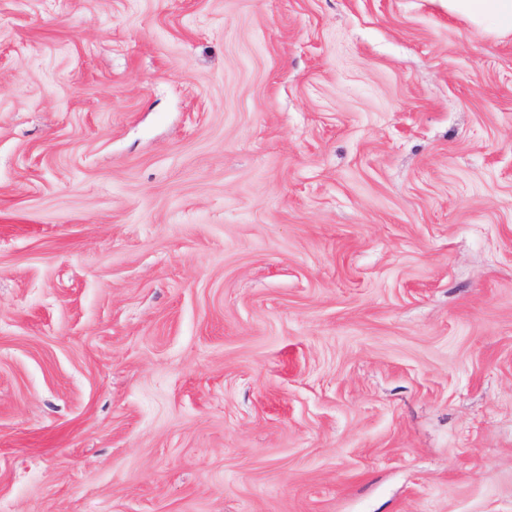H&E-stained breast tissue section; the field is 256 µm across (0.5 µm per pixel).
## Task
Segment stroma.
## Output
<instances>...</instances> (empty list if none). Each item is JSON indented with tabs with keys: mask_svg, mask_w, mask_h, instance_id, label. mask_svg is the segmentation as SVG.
Segmentation results:
<instances>
[{
	"mask_svg": "<svg viewBox=\"0 0 512 512\" xmlns=\"http://www.w3.org/2000/svg\"><path fill=\"white\" fill-rule=\"evenodd\" d=\"M0 512H512V37L0 0Z\"/></svg>",
	"mask_w": 512,
	"mask_h": 512,
	"instance_id": "35a3bbf8",
	"label": "stroma"
}]
</instances>
